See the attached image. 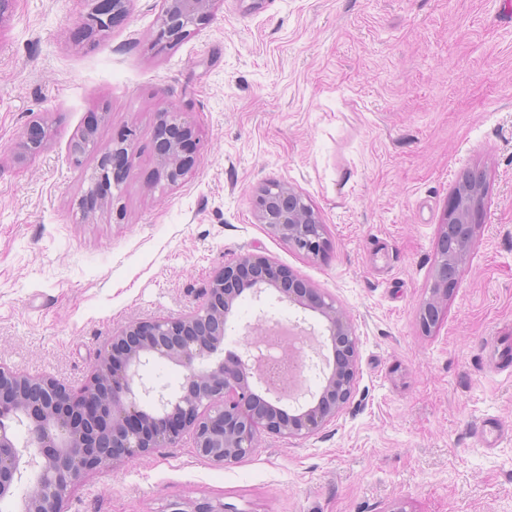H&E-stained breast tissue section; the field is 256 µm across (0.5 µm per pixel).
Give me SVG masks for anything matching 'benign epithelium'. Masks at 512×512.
<instances>
[{
	"label": "benign epithelium",
	"mask_w": 512,
	"mask_h": 512,
	"mask_svg": "<svg viewBox=\"0 0 512 512\" xmlns=\"http://www.w3.org/2000/svg\"><path fill=\"white\" fill-rule=\"evenodd\" d=\"M130 0H94L82 21L81 33L108 30ZM216 0H163L156 40L176 44L205 24ZM107 113L94 112L71 143L75 163L89 150L100 153L98 171L89 177L87 199L113 201L111 178L117 160L125 158L137 132L125 130L101 149L97 125ZM47 144L43 122L24 132L21 158L40 154ZM157 181L178 185L198 163L195 134L181 113L159 114L155 129ZM485 188L479 173L463 174L444 212L433 284L418 311L423 333L436 325L435 312L448 299L457 268L466 260L483 209ZM257 223L286 244L318 258L328 249L326 227L305 194L286 181L259 186L253 198ZM278 300L321 318L332 344L333 359L317 357V391L292 396L309 400L291 411L274 405L283 395L264 374L251 375L249 363L266 359L268 347L252 343L255 353L224 351V337L235 302L248 291L258 299L268 289ZM358 340L347 313L336 300L296 279L269 257L240 255L218 271L206 302L177 318L135 321L122 327L100 350L93 375L75 395L52 379L29 378L0 367V503L25 487L21 512H66L71 488L89 471L107 463L144 456L175 445L191 433L199 456L218 466L251 455L262 434L287 439L310 436L336 418L354 392ZM164 359L184 369L175 392L153 385L144 376L151 362Z\"/></svg>",
	"instance_id": "benign-epithelium-1"
}]
</instances>
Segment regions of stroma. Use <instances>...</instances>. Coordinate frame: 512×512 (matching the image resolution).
<instances>
[{"label":"stroma","mask_w":512,"mask_h":512,"mask_svg":"<svg viewBox=\"0 0 512 512\" xmlns=\"http://www.w3.org/2000/svg\"><path fill=\"white\" fill-rule=\"evenodd\" d=\"M91 0H12L0 18V366L72 390L133 321L206 300L216 271L259 252L332 296L359 337L353 395L314 435H262L219 467L190 440L102 467L68 512H512V7L506 0H218L210 21L154 43L162 0H130L82 36ZM200 139L182 184H154L158 110ZM109 145L139 142L111 208L79 203L98 154L74 163L91 113ZM50 130L18 160L22 132ZM487 189L471 253L431 334L417 311L433 283L442 215L460 176ZM280 180L319 210L329 250L312 259L253 216ZM294 322L276 292L243 294L225 349ZM252 332H245V325ZM496 345L500 371L486 349ZM509 430L479 444L483 424ZM47 144V131L43 122L35 120L29 124L24 132L21 143V158L32 157L40 154Z\"/></svg>","instance_id":"1"}]
</instances>
